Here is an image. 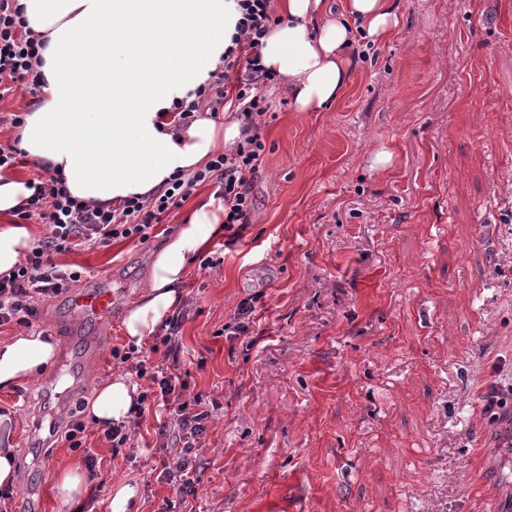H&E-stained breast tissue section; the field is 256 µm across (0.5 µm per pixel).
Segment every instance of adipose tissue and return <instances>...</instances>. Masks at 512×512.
I'll use <instances>...</instances> for the list:
<instances>
[{"instance_id": "1", "label": "adipose tissue", "mask_w": 512, "mask_h": 512, "mask_svg": "<svg viewBox=\"0 0 512 512\" xmlns=\"http://www.w3.org/2000/svg\"><path fill=\"white\" fill-rule=\"evenodd\" d=\"M30 29L43 36L42 103L27 113L19 149L36 165L61 169L72 196L112 206L163 188L173 173L189 174L242 138L241 123L200 118L172 129L164 112L174 99L204 83L230 46L240 13L234 0H17ZM324 0H275L281 16L270 25L261 64L288 87L294 111L319 112L347 91L345 54L355 32L378 42L393 35L391 0H340L334 19L312 29ZM124 41L102 46L110 29ZM86 50L72 52L77 40ZM224 228V209L205 202L155 254L148 288L123 321L141 346L175 312L189 275L188 259ZM28 224L0 227V275L34 248ZM52 337L20 332L0 338V388L10 389L52 365ZM137 394L120 374L104 380L86 405L98 427L136 409Z\"/></svg>"}]
</instances>
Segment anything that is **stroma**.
Listing matches in <instances>:
<instances>
[{
	"mask_svg": "<svg viewBox=\"0 0 512 512\" xmlns=\"http://www.w3.org/2000/svg\"><path fill=\"white\" fill-rule=\"evenodd\" d=\"M392 5L394 35L356 37L348 90L329 108L292 111L278 77L259 86L266 164L249 222L207 248L223 263L192 262L178 311L189 391L213 420L197 497L158 480L180 447L154 412L123 448L92 424L73 448L40 422L59 409L85 422L116 372L107 354L84 363L89 343L127 347L124 316L154 254L214 186L148 242L55 254L84 276L40 302L32 329L68 364L0 390L20 485L44 512H108L122 482L138 486V512H488L460 499L480 442L499 447L488 473L512 507V0ZM101 289L109 315L75 310ZM246 300L249 330L225 334ZM47 455L99 463L80 504L61 506Z\"/></svg>",
	"mask_w": 512,
	"mask_h": 512,
	"instance_id": "35a3bbf8",
	"label": "stroma"
}]
</instances>
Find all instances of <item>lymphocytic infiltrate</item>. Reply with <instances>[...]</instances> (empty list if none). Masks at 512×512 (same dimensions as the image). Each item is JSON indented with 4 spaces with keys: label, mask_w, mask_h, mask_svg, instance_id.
I'll use <instances>...</instances> for the list:
<instances>
[{
    "label": "lymphocytic infiltrate",
    "mask_w": 512,
    "mask_h": 512,
    "mask_svg": "<svg viewBox=\"0 0 512 512\" xmlns=\"http://www.w3.org/2000/svg\"><path fill=\"white\" fill-rule=\"evenodd\" d=\"M271 0H236L241 17L237 34L225 49L221 64L210 72L204 84L174 100L167 114L179 126L196 120L202 109L211 118L231 112L243 125V138L228 150L213 155L205 165L189 175L172 176L164 190L148 195H132L118 206H97L74 197L61 171L42 170L27 183L31 194L18 211L22 220L36 218L47 224L49 234L24 263L0 277V326L32 324L39 315V301L66 291L80 281L81 271L64 269L53 262L55 252L105 245L117 239L147 242L151 230L188 200L196 186L215 185V195L224 206L225 231L248 222L253 209L251 182L262 170L266 145L261 134V117L268 106L258 92V84L272 75L261 65L262 40L271 25ZM42 38L29 29L16 0H0V79L9 78L17 88L38 95L44 83L39 71ZM115 364L129 374L149 382L140 398L141 410L167 412L177 428L182 450L176 460L162 461L159 479L171 484L183 497L196 495L191 472L194 454L208 430L211 413L201 394L189 391L181 374L165 371L146 360L131 361L128 352L112 349Z\"/></svg>",
    "instance_id": "f902f5d3"
}]
</instances>
